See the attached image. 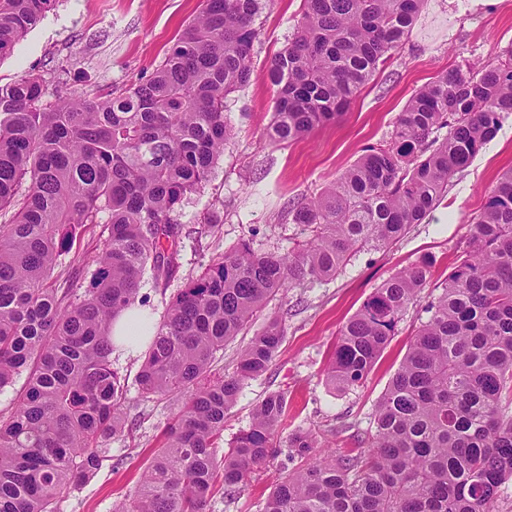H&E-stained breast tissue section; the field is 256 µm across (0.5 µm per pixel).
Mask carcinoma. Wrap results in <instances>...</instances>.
<instances>
[{"mask_svg": "<svg viewBox=\"0 0 512 512\" xmlns=\"http://www.w3.org/2000/svg\"><path fill=\"white\" fill-rule=\"evenodd\" d=\"M55 0H0V57ZM421 0H304L294 37L272 61L270 138L287 143L336 119L391 59ZM261 0H203L146 79L116 97L46 98L28 75L0 86V389L26 374L0 416V512L53 504L99 467L101 443L124 429L126 376L112 367L113 319L135 305L145 274L176 277L184 227L176 212L207 181L231 130L227 101L252 75ZM512 114V45L468 74L452 68L398 114L336 182L300 203L309 239L286 254L243 241L174 294L146 347L142 397L177 405L135 495L120 512H205L222 481L235 495L254 467L294 463L263 512H493L512 479V169L474 221L430 316L379 402L357 454L321 453L311 431L283 439L288 392L258 402L229 447L224 417L243 383L266 372L283 339L276 319L236 370L216 353L285 288L328 279L364 248L419 224L448 182ZM446 128L442 140L430 139ZM94 224L108 225L79 297L53 272ZM424 257L384 281L339 331L326 380L363 382L409 304L428 286Z\"/></svg>", "mask_w": 512, "mask_h": 512, "instance_id": "obj_1", "label": "carcinoma"}]
</instances>
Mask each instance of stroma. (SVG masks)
I'll return each mask as SVG.
<instances>
[{"label": "stroma", "mask_w": 512, "mask_h": 512, "mask_svg": "<svg viewBox=\"0 0 512 512\" xmlns=\"http://www.w3.org/2000/svg\"><path fill=\"white\" fill-rule=\"evenodd\" d=\"M202 0H57L56 5L0 58V86L30 74L46 82L48 97L73 92L93 99L120 95L150 75ZM302 0H262L255 19L249 83L227 102L232 135L203 188L190 194L176 218L189 231L179 269L167 289L144 280L140 293L154 318H162L171 293L239 242L259 252L287 253L304 241L293 223L294 205L317 196L361 155L364 147L389 140L405 103L435 75L451 68L475 69L496 61L512 45V0H422L407 39L335 122L285 145L271 142L274 88L267 79L273 58L293 37ZM512 168V115L494 140L456 174L439 204L400 239L380 250L354 255L334 277L275 296L250 326L217 353L216 374L233 372L242 350L268 319L281 320L285 338L269 369L244 382L224 420L232 443L251 423L254 405L288 390L291 405L281 436L296 430L318 433L339 452L354 450L353 435L370 426L375 408L398 370L418 328L425 300L442 291L473 218L500 175ZM436 260L420 301L410 305L396 333L359 387L336 392L326 368L338 333L375 288L422 256ZM176 411L167 400H143L130 391L124 409L127 429L106 443L97 472L57 504V512H117L137 490L163 431ZM281 462L256 468L234 499L216 487L206 512H261L284 476Z\"/></svg>", "instance_id": "obj_1"}]
</instances>
